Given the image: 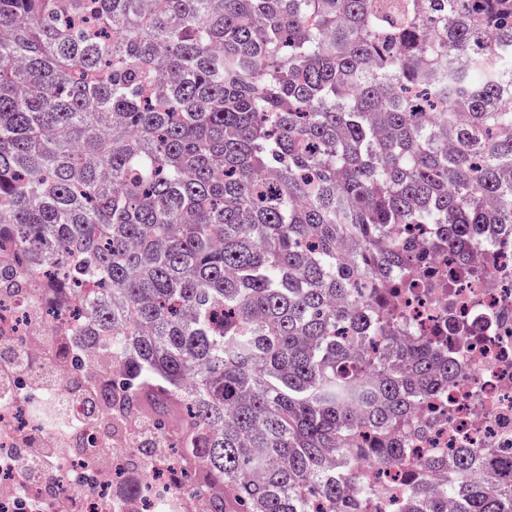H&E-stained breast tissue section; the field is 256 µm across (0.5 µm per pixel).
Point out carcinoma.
Masks as SVG:
<instances>
[{"instance_id":"carcinoma-1","label":"carcinoma","mask_w":512,"mask_h":512,"mask_svg":"<svg viewBox=\"0 0 512 512\" xmlns=\"http://www.w3.org/2000/svg\"><path fill=\"white\" fill-rule=\"evenodd\" d=\"M512 0H0V291L81 307L77 452L169 448L205 512H512L409 459L454 375L390 290L512 225ZM143 424L131 437L126 422ZM362 469L368 473L372 481L386 486L392 492L389 498L382 501L377 510L381 512H396L397 510L393 507L398 499L397 491L401 487L399 485L401 472L393 470H376L370 465H364L362 466Z\"/></svg>"}]
</instances>
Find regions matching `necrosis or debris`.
Returning <instances> with one entry per match:
<instances>
[{
	"instance_id": "4bbe7bcc",
	"label": "necrosis or debris",
	"mask_w": 512,
	"mask_h": 512,
	"mask_svg": "<svg viewBox=\"0 0 512 512\" xmlns=\"http://www.w3.org/2000/svg\"><path fill=\"white\" fill-rule=\"evenodd\" d=\"M466 261L443 252L421 268L422 288L394 297L391 310L407 336L442 329L447 314L459 320L448 339L456 371L424 436L412 444V459L432 448H477L494 459L512 458V237L491 233L467 245ZM68 313L49 319L17 297L0 295V369L16 385L0 402V512H203L205 498L176 492L168 478L149 481L133 497L121 496L117 478L126 474L125 443L102 439L100 455L109 468L87 464L71 440L84 407L67 400L64 360L69 353L51 346L50 334L67 328ZM56 449L60 468L19 477L23 448Z\"/></svg>"
}]
</instances>
